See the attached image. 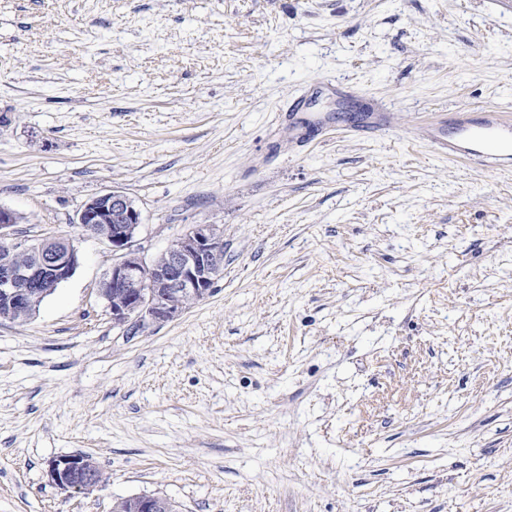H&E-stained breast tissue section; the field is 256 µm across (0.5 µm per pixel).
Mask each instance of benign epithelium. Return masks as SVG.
<instances>
[{"label": "benign epithelium", "mask_w": 512, "mask_h": 512, "mask_svg": "<svg viewBox=\"0 0 512 512\" xmlns=\"http://www.w3.org/2000/svg\"><path fill=\"white\" fill-rule=\"evenodd\" d=\"M23 216L0 206V320L24 321L37 313L38 302L68 280L80 254L65 237L22 238ZM82 231L108 243L116 260L101 294L118 325L141 326L171 321L204 299L224 269V234L218 224H189L162 253L147 261L138 238L141 211L124 191L112 189L88 200L76 215ZM29 257L25 264L16 256ZM48 474L60 489L81 493L101 483L96 467L83 455L50 461ZM171 512L170 501L136 496L114 512Z\"/></svg>", "instance_id": "benign-epithelium-1"}]
</instances>
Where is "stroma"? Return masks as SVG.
Here are the masks:
<instances>
[{"mask_svg":"<svg viewBox=\"0 0 512 512\" xmlns=\"http://www.w3.org/2000/svg\"><path fill=\"white\" fill-rule=\"evenodd\" d=\"M479 107L512 114V0H0V206L81 255L0 321V512H512V172L424 136ZM113 188L146 259L224 228L176 320L112 321L75 219ZM86 457L94 462L92 457ZM86 457L64 455L51 460L48 465V474L52 482L62 490L76 493L98 486L101 483L100 473L87 461ZM129 508L131 512H170V501L167 498L142 495L133 498L129 504L123 506L116 505L113 507L114 512H124Z\"/></svg>","mask_w":512,"mask_h":512,"instance_id":"stroma-1","label":"stroma"}]
</instances>
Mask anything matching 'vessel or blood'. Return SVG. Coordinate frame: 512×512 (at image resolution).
Masks as SVG:
<instances>
[{
	"mask_svg": "<svg viewBox=\"0 0 512 512\" xmlns=\"http://www.w3.org/2000/svg\"><path fill=\"white\" fill-rule=\"evenodd\" d=\"M425 138L431 152L491 169L512 168V119L499 112L458 113L450 126L428 125Z\"/></svg>",
	"mask_w": 512,
	"mask_h": 512,
	"instance_id": "b4317fda",
	"label": "vessel or blood"
}]
</instances>
